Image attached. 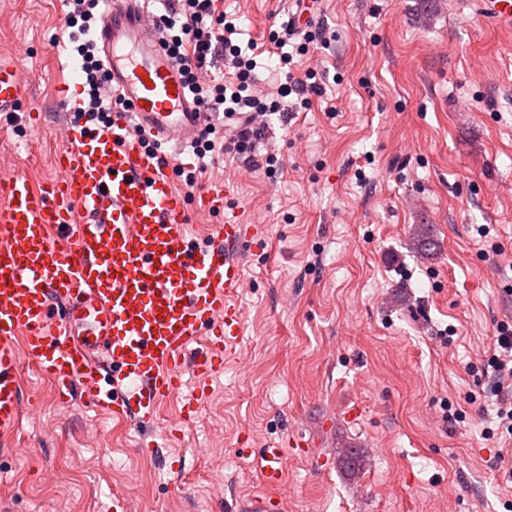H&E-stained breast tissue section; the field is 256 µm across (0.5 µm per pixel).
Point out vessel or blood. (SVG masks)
<instances>
[{"label":"vessel or blood","mask_w":512,"mask_h":512,"mask_svg":"<svg viewBox=\"0 0 512 512\" xmlns=\"http://www.w3.org/2000/svg\"><path fill=\"white\" fill-rule=\"evenodd\" d=\"M102 2L95 39L130 110L105 127L68 122L54 178L36 185L0 170V439L20 424L24 361L53 381L59 403L77 391L146 425L180 396L186 372L211 376L242 340L234 300L256 231L227 221L207 245L191 243L161 148L192 140L202 115L147 0ZM483 5L512 27V0ZM24 77L0 64V115L20 112ZM255 464L264 512H281L283 449H262Z\"/></svg>","instance_id":"vessel-or-blood-1"}]
</instances>
